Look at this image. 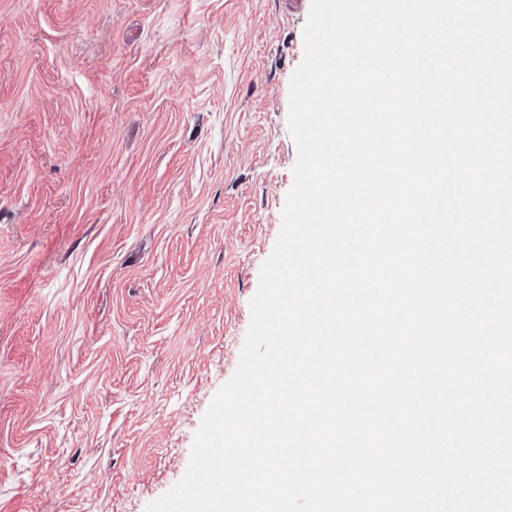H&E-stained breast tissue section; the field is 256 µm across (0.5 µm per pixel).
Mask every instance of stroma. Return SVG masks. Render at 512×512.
<instances>
[{
	"label": "stroma",
	"mask_w": 512,
	"mask_h": 512,
	"mask_svg": "<svg viewBox=\"0 0 512 512\" xmlns=\"http://www.w3.org/2000/svg\"><path fill=\"white\" fill-rule=\"evenodd\" d=\"M287 0H0V512H145L237 369L297 158Z\"/></svg>",
	"instance_id": "stroma-1"
}]
</instances>
